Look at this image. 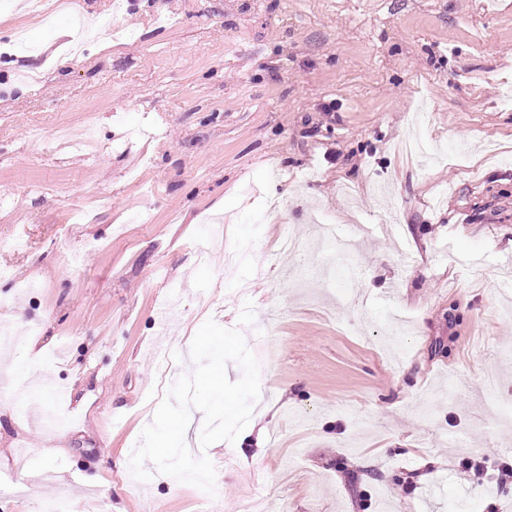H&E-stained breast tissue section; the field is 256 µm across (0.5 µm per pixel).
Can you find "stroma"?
<instances>
[{
    "instance_id": "obj_1",
    "label": "stroma",
    "mask_w": 512,
    "mask_h": 512,
    "mask_svg": "<svg viewBox=\"0 0 512 512\" xmlns=\"http://www.w3.org/2000/svg\"><path fill=\"white\" fill-rule=\"evenodd\" d=\"M128 2L0 0V512H512V0ZM209 319L250 422L136 480ZM489 455L480 459L460 460L456 466L457 475L461 480H467L472 484H482L485 481H493L500 486L512 483L511 461H501L496 468L489 471L484 466Z\"/></svg>"
}]
</instances>
